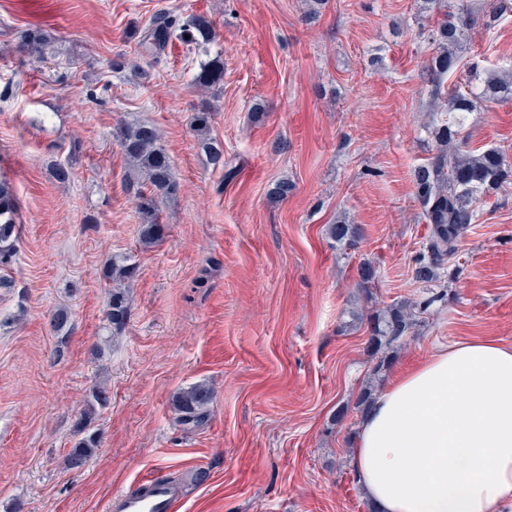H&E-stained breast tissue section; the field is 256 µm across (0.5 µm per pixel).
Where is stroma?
Masks as SVG:
<instances>
[{"label":"stroma","mask_w":512,"mask_h":512,"mask_svg":"<svg viewBox=\"0 0 512 512\" xmlns=\"http://www.w3.org/2000/svg\"><path fill=\"white\" fill-rule=\"evenodd\" d=\"M456 4L327 0L311 16L306 0H0V177L18 200L15 254L0 266V512H107L149 476L173 484L178 512H371L351 461L363 390L439 342L512 345L510 182L459 238L442 300L392 360L367 347L373 311L424 296L413 173L443 115L429 34ZM161 13L210 21L224 63L215 92L194 85L182 43L138 52ZM29 29L51 37L44 56L21 46ZM509 71L512 15L477 21L458 74ZM204 101L218 169L192 126ZM133 119L159 128L179 184L151 246L115 137ZM461 137L512 161V101L476 100ZM283 179L293 190L281 200ZM340 221L360 228L356 247L328 237ZM113 258L137 266L118 332L102 278ZM365 261L377 271L367 290ZM98 383L111 395L95 417L100 446L72 469ZM201 383L210 414L181 425L173 399Z\"/></svg>","instance_id":"35a3bbf8"}]
</instances>
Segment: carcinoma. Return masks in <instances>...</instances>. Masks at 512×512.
<instances>
[{"mask_svg": "<svg viewBox=\"0 0 512 512\" xmlns=\"http://www.w3.org/2000/svg\"><path fill=\"white\" fill-rule=\"evenodd\" d=\"M486 17V25L512 13V0H492L484 6L473 0H459L457 11L443 14L429 37L437 52L428 61L427 73L431 79V96L442 99L448 118L434 125L432 134L436 153L414 173L415 195L421 207V217L430 225V232L415 259L414 278L431 287L440 280L443 261L456 252V243L468 225L478 218V205L484 196L498 189L512 177V163L506 153L488 148L482 151L464 149L460 134L465 126L462 118L473 111L474 92L460 85L442 87V77L458 66V53L466 38L465 31L472 26L478 14ZM215 38L210 23L202 16L160 14L154 17L138 41L141 51L151 55L163 53L174 41L194 48L200 58L198 71L193 76L195 85L211 88L220 83L223 68L219 56H211ZM22 47L38 56L43 54L47 38L42 32L22 34ZM482 95L496 100L512 99V81L495 74L484 80ZM194 128L200 135L202 149L212 164L224 165V149L208 138L212 122L210 108L203 107L194 114ZM116 138L128 169L129 191L135 206L143 217L140 240L155 244L165 236V225L159 221V205L178 191L168 155L161 144L160 131L151 125L131 121L117 128ZM16 197L11 183L0 179V264L13 257L12 247L17 236ZM328 235L336 243L353 247L357 244L359 228L355 224H330ZM136 265L125 261L112 262L105 278L111 282L106 320L109 326L122 329L129 316V302L125 282L133 279ZM440 295L435 293L423 301H400L372 314L368 323L369 347L381 355L379 366H384L390 349L408 335L413 326L414 313L424 312ZM108 388L99 383L92 387L85 400V408L76 427L75 441L67 454V464L79 468L90 460L100 444L98 430L93 423L97 409L109 403ZM213 390L206 384L184 389L176 396V411L184 425H197L208 415Z\"/></svg>", "mask_w": 512, "mask_h": 512, "instance_id": "obj_1", "label": "carcinoma"}]
</instances>
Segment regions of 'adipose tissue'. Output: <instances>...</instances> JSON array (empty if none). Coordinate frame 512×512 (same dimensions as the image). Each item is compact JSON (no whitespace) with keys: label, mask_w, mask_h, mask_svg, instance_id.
Returning <instances> with one entry per match:
<instances>
[{"label":"adipose tissue","mask_w":512,"mask_h":512,"mask_svg":"<svg viewBox=\"0 0 512 512\" xmlns=\"http://www.w3.org/2000/svg\"><path fill=\"white\" fill-rule=\"evenodd\" d=\"M353 467L377 512H499L512 501V346L457 340L392 378Z\"/></svg>","instance_id":"1"}]
</instances>
